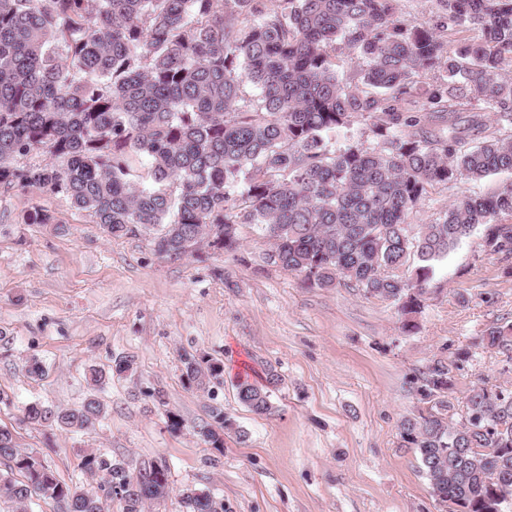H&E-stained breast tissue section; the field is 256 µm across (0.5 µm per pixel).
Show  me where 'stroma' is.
Returning a JSON list of instances; mask_svg holds the SVG:
<instances>
[{
	"label": "stroma",
	"mask_w": 512,
	"mask_h": 512,
	"mask_svg": "<svg viewBox=\"0 0 512 512\" xmlns=\"http://www.w3.org/2000/svg\"><path fill=\"white\" fill-rule=\"evenodd\" d=\"M511 183L500 173L433 188L413 221L435 220L457 194ZM36 204L53 223H25ZM237 232L238 252L170 261L152 233L112 237L62 196L0 189V425L61 480L90 490L81 461L95 448L132 467L166 461L176 491H210L224 512H438L415 454L400 445L399 424L419 407V372L439 360L464 384L512 389L505 354L479 348L457 359L489 325L512 322V277L482 252L481 230L449 252L409 333L390 302L342 284L310 287L269 264L257 225ZM196 350L224 363L223 382L205 393L181 379V354ZM121 356L134 357L135 370L118 377L111 367ZM33 357L44 376L26 375ZM92 365L108 375L101 425L69 433L21 423L35 400L80 404ZM270 368L281 378L278 411L258 416L236 382L264 384ZM155 389L165 405L149 398ZM212 405L238 428L220 452L194 431ZM169 409L184 418L181 432L168 430Z\"/></svg>",
	"instance_id": "stroma-1"
}]
</instances>
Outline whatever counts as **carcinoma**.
<instances>
[{"mask_svg": "<svg viewBox=\"0 0 512 512\" xmlns=\"http://www.w3.org/2000/svg\"><path fill=\"white\" fill-rule=\"evenodd\" d=\"M440 23L413 25L398 0H0V188L67 198L113 236L159 229L162 258L232 252L237 225L258 224L269 261L310 285L345 283L392 302L415 327L437 265L477 227L490 255L512 257V184L489 196L460 194L430 224L411 218L429 189L460 178L512 172V0H439ZM461 29L478 36L448 50ZM356 52L357 79L329 63L336 42ZM437 72L425 87L416 77ZM260 90L254 104L243 95ZM442 124L424 123L414 98ZM487 135L468 146L454 114L472 102ZM361 117L370 146L329 148V137ZM39 151L46 161L23 159ZM39 205L27 224H49ZM417 258L406 272L410 256ZM477 345L512 353V323H495ZM184 384L198 391L224 378V363L180 355ZM279 376L237 382L239 401L271 416ZM461 382L438 361L416 378L420 413L402 421L433 495L448 512H505L484 481L497 468L512 488V390ZM463 392L467 422L436 417ZM195 432L224 449L244 432L211 406ZM105 406L90 394L74 408L31 402L22 421L70 432L94 428ZM0 506L26 512L34 497L58 512H122L170 492L166 462L136 471L101 452L83 456L93 493L60 480L15 434L0 427ZM182 512H224V500L186 487Z\"/></svg>", "mask_w": 512, "mask_h": 512, "instance_id": "carcinoma-1", "label": "carcinoma"}]
</instances>
